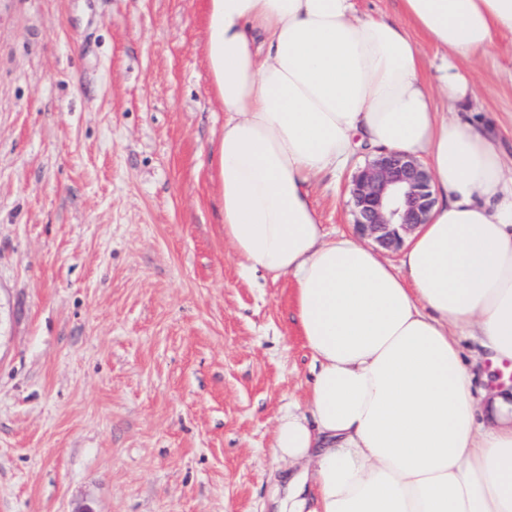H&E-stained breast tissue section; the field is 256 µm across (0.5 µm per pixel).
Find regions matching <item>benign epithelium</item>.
<instances>
[{"label": "benign epithelium", "instance_id": "obj_1", "mask_svg": "<svg viewBox=\"0 0 512 512\" xmlns=\"http://www.w3.org/2000/svg\"><path fill=\"white\" fill-rule=\"evenodd\" d=\"M429 168L403 152L376 149L349 183L354 228L387 251L425 223L434 204Z\"/></svg>", "mask_w": 512, "mask_h": 512}]
</instances>
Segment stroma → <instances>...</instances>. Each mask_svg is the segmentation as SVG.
I'll return each instance as SVG.
<instances>
[{
    "mask_svg": "<svg viewBox=\"0 0 512 512\" xmlns=\"http://www.w3.org/2000/svg\"><path fill=\"white\" fill-rule=\"evenodd\" d=\"M208 0H0V512H264L312 359L224 240ZM512 161V37L471 68ZM350 169L312 199L348 232Z\"/></svg>",
    "mask_w": 512,
    "mask_h": 512,
    "instance_id": "1",
    "label": "stroma"
}]
</instances>
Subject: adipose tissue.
<instances>
[{
	"instance_id": "1",
	"label": "adipose tissue",
	"mask_w": 512,
	"mask_h": 512,
	"mask_svg": "<svg viewBox=\"0 0 512 512\" xmlns=\"http://www.w3.org/2000/svg\"><path fill=\"white\" fill-rule=\"evenodd\" d=\"M399 3L406 30L354 0H208L224 238L246 271L292 278L313 363L273 430L294 468L275 512H512V389L475 388L462 347L474 336L512 362V178L466 111L465 68L512 36V0ZM414 30L445 53L436 84ZM366 147L433 175L436 204L396 265L326 232L310 195Z\"/></svg>"
}]
</instances>
